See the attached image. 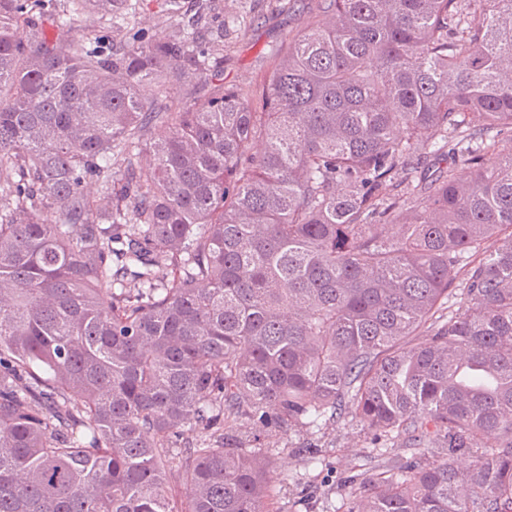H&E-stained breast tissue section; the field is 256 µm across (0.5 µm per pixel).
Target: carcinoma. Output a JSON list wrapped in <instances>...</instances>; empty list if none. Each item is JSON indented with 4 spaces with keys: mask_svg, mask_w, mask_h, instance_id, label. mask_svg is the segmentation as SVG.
<instances>
[{
    "mask_svg": "<svg viewBox=\"0 0 512 512\" xmlns=\"http://www.w3.org/2000/svg\"><path fill=\"white\" fill-rule=\"evenodd\" d=\"M44 2L0 0V512H273L225 429L345 416L444 450L346 512H512V0H320L247 90ZM145 96L148 103L159 105L160 103H169L171 100L188 101L191 108H198L204 104L208 98L207 91H201L194 97L189 95V88L179 83H166L163 86L147 87L145 89Z\"/></svg>",
    "mask_w": 512,
    "mask_h": 512,
    "instance_id": "obj_1",
    "label": "carcinoma"
}]
</instances>
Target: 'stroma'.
<instances>
[{
    "label": "stroma",
    "instance_id": "obj_1",
    "mask_svg": "<svg viewBox=\"0 0 512 512\" xmlns=\"http://www.w3.org/2000/svg\"><path fill=\"white\" fill-rule=\"evenodd\" d=\"M275 2L181 0L184 13L201 18L198 39L204 47H212L216 30H223L225 82L243 87L259 83L276 50L307 26L317 6V0H295L293 8L279 10ZM241 13L246 23L225 26V19ZM66 21L65 37L108 47L115 41H131L142 32L171 35L180 19L163 15L156 0H140L136 13L118 29L103 17L72 14ZM262 444L275 477L277 512H340L347 499L369 489L380 473L398 462L395 454L376 452L373 434L347 417L319 429L268 431Z\"/></svg>",
    "mask_w": 512,
    "mask_h": 512
}]
</instances>
